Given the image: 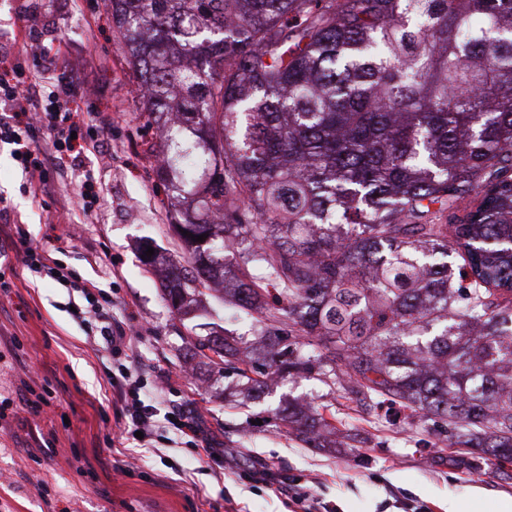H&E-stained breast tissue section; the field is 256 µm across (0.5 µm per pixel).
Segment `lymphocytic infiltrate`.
Segmentation results:
<instances>
[{
	"mask_svg": "<svg viewBox=\"0 0 512 512\" xmlns=\"http://www.w3.org/2000/svg\"><path fill=\"white\" fill-rule=\"evenodd\" d=\"M10 61V68L0 71V146H10L16 163L25 175L23 189L34 202L54 197L57 170L78 165L83 156L97 148L98 137L110 126L108 119L96 112L93 104L78 101L73 87L47 82L45 65L27 63L16 45L0 43V62ZM48 139L52 153H45L39 139ZM18 219L4 198L0 197V260H19L34 278H55L65 288L75 289L81 298L72 317L93 325L99 333L98 344L107 352L124 355L131 339L112 324V313L100 305V289L80 280L65 269L47 251L33 246L22 237ZM116 388V421L122 438L142 433L149 445L164 432L173 431L189 437L200 458H217L221 449L206 436L196 413L170 406L169 417L146 402L141 378L136 370L118 364L113 374Z\"/></svg>",
	"mask_w": 512,
	"mask_h": 512,
	"instance_id": "obj_1",
	"label": "lymphocytic infiltrate"
}]
</instances>
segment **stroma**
<instances>
[{
  "instance_id": "obj_1",
  "label": "stroma",
  "mask_w": 512,
  "mask_h": 512,
  "mask_svg": "<svg viewBox=\"0 0 512 512\" xmlns=\"http://www.w3.org/2000/svg\"><path fill=\"white\" fill-rule=\"evenodd\" d=\"M37 31L42 48L71 67L96 54L84 95L112 119L103 151L83 167L57 172V198L75 199L83 168L97 179L99 205L52 221L54 204L34 206L21 193L24 176L9 148H0V196L20 216L33 245L103 289L116 319L140 336L132 357L146 390L200 410L225 451L244 468L266 467L300 477L336 512H496L512 498V474L471 473L451 458L443 428L413 423L409 410L351 401L315 381H281L256 400L235 393V379L214 378L185 360V339L220 326L256 342L262 326L216 291L206 292L195 318L183 321L162 295L160 272L146 269L138 245L148 240L167 260L187 257L172 224L176 212L157 176V129H144L139 76L119 45L104 0H0V40L21 28ZM0 295V512H291L276 488L199 460L180 439L153 449L130 445L125 474L93 480L77 456L93 457L116 437L114 390L86 340V327L66 311L67 289L6 273ZM29 385L28 398L19 387ZM51 392L49 406L31 414L27 401ZM322 407L336 427L332 448L304 447L275 420L290 399ZM43 481L34 488L27 475Z\"/></svg>"
}]
</instances>
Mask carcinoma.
Listing matches in <instances>:
<instances>
[{
    "instance_id": "cac0c4a2",
    "label": "carcinoma",
    "mask_w": 512,
    "mask_h": 512,
    "mask_svg": "<svg viewBox=\"0 0 512 512\" xmlns=\"http://www.w3.org/2000/svg\"><path fill=\"white\" fill-rule=\"evenodd\" d=\"M105 4L187 203L169 307L229 281L270 374L442 420L468 470L512 465V0ZM190 351L263 392L242 338ZM282 420L336 447L319 409Z\"/></svg>"
}]
</instances>
